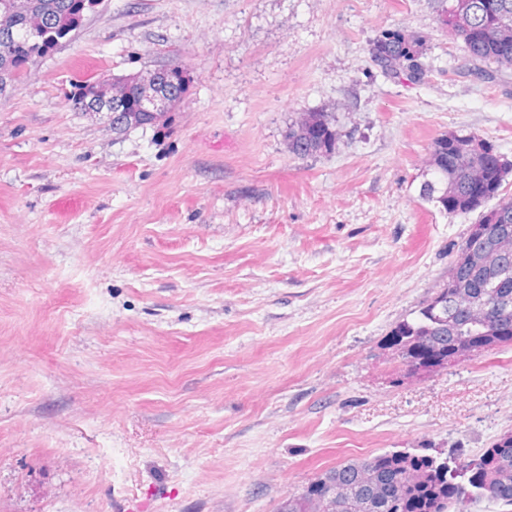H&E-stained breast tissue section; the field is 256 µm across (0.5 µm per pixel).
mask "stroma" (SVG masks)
Returning <instances> with one entry per match:
<instances>
[{
	"mask_svg": "<svg viewBox=\"0 0 512 512\" xmlns=\"http://www.w3.org/2000/svg\"><path fill=\"white\" fill-rule=\"evenodd\" d=\"M441 0H101L0 97V512H277L336 465L512 430V346L405 376L386 340L477 214L425 201L435 139L512 160V71ZM423 43V83L372 40ZM177 66L170 128L78 83ZM332 113L328 155L290 123ZM370 54L373 64L395 83L404 84V79L415 85L424 82L428 76V70L420 61L423 55L421 40L401 30L381 31L371 44ZM394 65H401L402 69L398 72ZM89 84V85H88ZM80 84L77 92H75L68 102L74 110L86 112L84 110V99L91 93L89 86L94 87L93 95L86 101V110L89 112H111L116 109H123L127 91L120 88L119 91L113 90L111 95L105 93L102 87L104 82L91 81ZM291 152L300 157L331 154L336 150L338 133L328 112H308L288 126L286 134Z\"/></svg>",
	"mask_w": 512,
	"mask_h": 512,
	"instance_id": "stroma-1",
	"label": "stroma"
}]
</instances>
